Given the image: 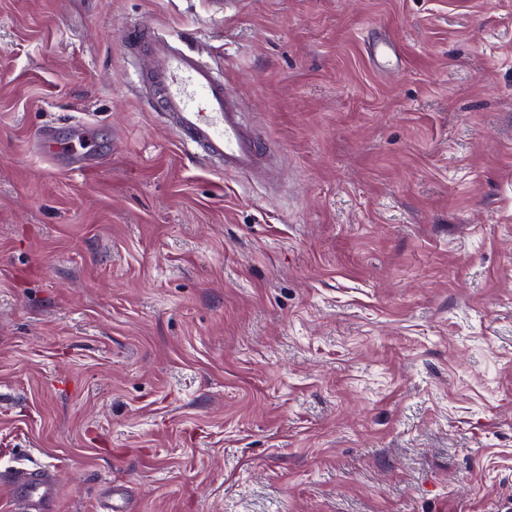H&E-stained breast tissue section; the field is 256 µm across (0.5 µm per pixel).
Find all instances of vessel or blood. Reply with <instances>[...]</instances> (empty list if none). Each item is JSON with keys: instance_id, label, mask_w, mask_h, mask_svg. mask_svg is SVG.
Wrapping results in <instances>:
<instances>
[{"instance_id": "obj_1", "label": "vessel or blood", "mask_w": 512, "mask_h": 512, "mask_svg": "<svg viewBox=\"0 0 512 512\" xmlns=\"http://www.w3.org/2000/svg\"><path fill=\"white\" fill-rule=\"evenodd\" d=\"M365 50L379 72H388L399 62L393 39L374 38ZM127 51L145 61L139 86L147 107L184 148L221 172L275 186L278 149L259 141L241 99L227 90L217 67L203 61L185 39L145 22L134 25ZM37 149L53 161H68L75 171L89 165L82 154L62 147L52 125L39 133ZM6 474L16 512H55L54 472L10 467Z\"/></svg>"}]
</instances>
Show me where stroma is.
<instances>
[{
	"instance_id": "1",
	"label": "stroma",
	"mask_w": 512,
	"mask_h": 512,
	"mask_svg": "<svg viewBox=\"0 0 512 512\" xmlns=\"http://www.w3.org/2000/svg\"><path fill=\"white\" fill-rule=\"evenodd\" d=\"M140 20L280 194L159 124ZM82 117L99 165L38 154ZM1 466L57 512H512V0H0ZM127 51L145 60L139 72L145 104L184 148L225 174L276 185L278 148L259 141L217 67L185 39L146 22L133 26ZM365 50L379 72H388L398 65L399 52L396 42L391 38L376 37L372 42H368ZM56 126L44 127L37 138V150L54 162L67 160L70 170L81 171L89 166L88 160L80 153L65 150L57 138ZM18 512H55L58 480L51 471L8 467L4 471Z\"/></svg>"
}]
</instances>
